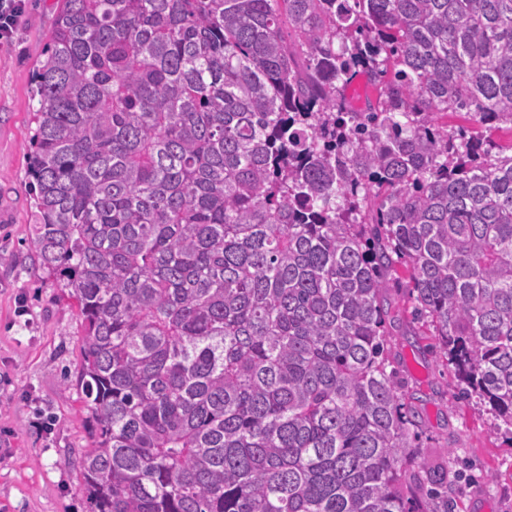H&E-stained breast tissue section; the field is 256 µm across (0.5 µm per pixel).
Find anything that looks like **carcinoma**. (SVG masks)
Wrapping results in <instances>:
<instances>
[{"label":"carcinoma","instance_id":"carcinoma-1","mask_svg":"<svg viewBox=\"0 0 512 512\" xmlns=\"http://www.w3.org/2000/svg\"><path fill=\"white\" fill-rule=\"evenodd\" d=\"M35 84L90 512H453L382 297L512 434V0H62Z\"/></svg>","mask_w":512,"mask_h":512}]
</instances>
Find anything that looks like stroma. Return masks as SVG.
<instances>
[{"instance_id":"35a3bbf8","label":"stroma","mask_w":512,"mask_h":512,"mask_svg":"<svg viewBox=\"0 0 512 512\" xmlns=\"http://www.w3.org/2000/svg\"><path fill=\"white\" fill-rule=\"evenodd\" d=\"M11 42L0 43V512H89L74 459L89 444V417L73 385L81 323L66 290L34 263L28 140L38 107L58 0H26ZM397 276L407 282L405 268ZM387 289L389 360L421 425L425 454L455 449V512H512V438L491 416L453 397L437 340L413 320L405 290Z\"/></svg>"}]
</instances>
